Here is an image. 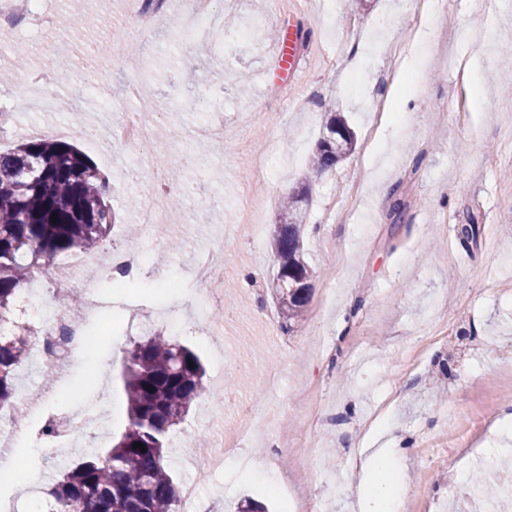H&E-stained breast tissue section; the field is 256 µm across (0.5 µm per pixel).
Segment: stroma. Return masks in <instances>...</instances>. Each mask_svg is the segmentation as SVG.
I'll use <instances>...</instances> for the list:
<instances>
[{
	"label": "stroma",
	"instance_id": "stroma-1",
	"mask_svg": "<svg viewBox=\"0 0 512 512\" xmlns=\"http://www.w3.org/2000/svg\"><path fill=\"white\" fill-rule=\"evenodd\" d=\"M49 5L54 29L0 24V65L12 67L16 45L30 50L26 66L0 82V95L17 102L14 133L0 148L37 134L77 146L112 179L120 224L109 244L142 245L138 213L148 179L130 167L132 150L85 131L107 122L103 104H121L126 82L149 63L153 123L180 134L146 151L180 168L197 206L157 230L152 261L130 287L98 283L108 316L88 323L100 334L91 357L62 379L46 378L30 361L18 369L17 388L39 402L29 413L32 429L101 392L111 401L108 422L86 430L84 441L107 452L127 424V351L149 327L191 346L206 367L203 402L212 413L195 408L170 441L178 483L191 478L196 449L214 447L238 426L240 404L260 400L270 411L260 433L242 443L249 472L230 461L201 489L209 512H237L248 498L270 512L311 503L317 512H355L348 482L361 479L365 448L407 449L403 512L433 503L460 512L465 503L450 484H472L477 469L468 458L449 459L451 434L468 430L475 448L512 460V433L498 430L512 425V143L504 138L512 131V14L503 0H430L421 11L414 0H237L229 15L289 35L298 61L292 71L276 69L270 39L250 46L229 34L219 47L183 56L179 11L147 35L135 23L121 26L138 53L101 55L93 46L106 38L111 4L84 13L67 0ZM469 29L488 34L479 107L467 64L473 49L461 40ZM420 32L432 35L425 79L405 105L399 94L413 75L398 47L414 45ZM62 57L73 74L96 71L102 90L71 99L74 81L64 77L55 90L65 101L60 111H35L25 74ZM242 73L251 77L244 97ZM218 99L224 141L198 149L192 130ZM329 112L346 118L357 145L313 187L304 249L316 275L306 313L283 341L267 291L272 234L279 203L303 180ZM395 189L408 204L398 226L390 217ZM472 218L477 237L465 245L458 229ZM216 235L224 238V297L201 309L191 272ZM247 270L258 276L246 286ZM317 413L327 422L314 423Z\"/></svg>",
	"mask_w": 512,
	"mask_h": 512
}]
</instances>
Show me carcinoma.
I'll use <instances>...</instances> for the list:
<instances>
[{
    "label": "carcinoma",
    "instance_id": "1",
    "mask_svg": "<svg viewBox=\"0 0 512 512\" xmlns=\"http://www.w3.org/2000/svg\"><path fill=\"white\" fill-rule=\"evenodd\" d=\"M338 127L347 133L342 150L334 142H317L312 159L317 177L356 147L344 117L330 114L324 132ZM107 187L101 171L69 142L28 138L0 151V319L34 272L48 271L60 255L103 244L116 226ZM309 195L305 184L281 201L272 236L277 271L271 294L290 323L303 316L315 277L301 236ZM30 351L27 332L0 335V412L16 410L15 371ZM203 378L193 350L163 331L146 333L130 351L124 374L125 431L105 455L90 453L59 471L46 492L51 512H180L179 489L165 453L172 431L206 393Z\"/></svg>",
    "mask_w": 512,
    "mask_h": 512
}]
</instances>
